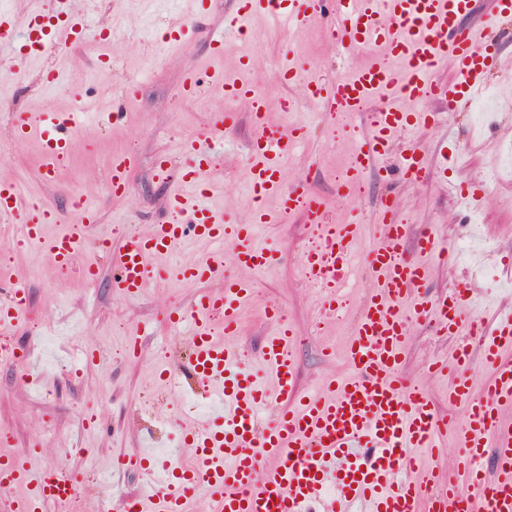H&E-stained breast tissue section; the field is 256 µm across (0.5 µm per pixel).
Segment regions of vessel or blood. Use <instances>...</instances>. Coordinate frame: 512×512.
Segmentation results:
<instances>
[{
  "label": "vessel or blood",
  "instance_id": "obj_1",
  "mask_svg": "<svg viewBox=\"0 0 512 512\" xmlns=\"http://www.w3.org/2000/svg\"><path fill=\"white\" fill-rule=\"evenodd\" d=\"M316 4L317 0H242L237 14L210 32L211 49L221 52L226 35L240 31L244 20L257 13L298 32ZM469 10L470 0H336L332 37L345 49L367 46L374 52L369 64L333 85H307L308 96L325 103L329 112L367 114L370 133L353 154L337 192L356 184L374 158L385 156L395 135L408 126L427 124L428 113L409 110L408 102L436 96L451 104L471 103L483 97L497 58L482 29L462 26ZM61 29L70 37L84 38L89 21L63 10L28 27L26 36L42 53L54 48V34ZM195 32L192 20L182 19L168 31L166 44L182 47ZM449 63L455 68L454 79L433 82L432 74ZM210 82L222 95L251 103L255 134L247 156L256 198L252 222L228 224L207 203L202 188L213 163L209 144L234 121L233 114L219 112L205 145L186 151L165 221L123 242L112 280L123 296H137L144 288L153 274L150 257L172 251L189 237L220 248L231 236L239 265L263 270L277 264L281 254L276 247L251 243L255 227L271 220L263 198L277 199L279 216L300 212L308 223L318 221L321 200L305 184L289 187L282 181L280 162L295 150L299 136L270 120L255 85L225 81L219 70L212 72ZM88 117L80 106L63 111L46 105L20 115L14 136L20 141L39 137L42 176L51 180L72 135ZM129 170L127 156L111 159L108 188L113 195L127 190ZM395 210L393 199L383 200L382 241L366 257L358 255L353 224L326 225L331 249L305 255L302 271L322 312L339 307L337 271L360 263L373 282L348 350L350 375L314 392L296 391V336L279 306L270 308L277 328L261 347L274 388L259 385L251 366L224 344L223 335L237 332L241 309L254 285L226 273L223 254L178 268V276L187 281L218 284L199 294L176 318L188 329L196 387L212 408L182 429V442L191 450L190 464L163 461L145 495L124 499V512H144L148 503L153 512H188L200 497L213 503L215 512H307L322 498L327 512H350L357 501L366 504L367 512H512V424L504 420L512 408V311L500 316L492 332L475 334L468 330L474 312L468 286L430 300L418 297L425 259L447 260L448 250L424 232L417 238L420 260H407L406 230L395 220ZM0 213L22 217L21 236L30 242L41 239L44 224H67V231L48 246L53 263L61 269L72 267L96 222L89 209L61 214L48 206L34 207L17 182L2 179ZM427 316L448 335L464 337L450 362L433 361L427 367L431 373H456L448 397L468 412L460 435L464 454L444 476L423 464L416 451L438 447L446 421L421 385L401 368L407 324ZM218 320L224 324L220 336L214 327ZM475 349L491 370V379L478 396L467 376ZM77 491V482L65 469H33L16 455L0 459V512H49L75 498Z\"/></svg>",
  "mask_w": 512,
  "mask_h": 512
}]
</instances>
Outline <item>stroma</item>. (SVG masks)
<instances>
[{
	"mask_svg": "<svg viewBox=\"0 0 512 512\" xmlns=\"http://www.w3.org/2000/svg\"><path fill=\"white\" fill-rule=\"evenodd\" d=\"M237 6L238 0H206L200 13L194 0H97L95 24L112 30V40L69 42L45 56L31 57L23 39L27 22L56 9L57 0H8L17 36L0 54V145L11 148L8 158H0V179L19 181L63 213L68 212L72 196L84 195L93 204L97 223L90 242L78 253L76 269L69 272L58 270L48 251L49 241L63 232V225H45L43 240L37 244L20 245L14 235L0 236V274L25 281L29 293L26 316L8 341L30 352L29 358L20 360V367L32 364L45 374L44 387H20L11 370L0 367V432L6 434L0 439V455L31 451L43 462L82 473L79 512H121L122 497L143 490L145 481L137 470L115 483L104 481L116 457L133 455L141 442L152 441L158 459L173 456L180 464L188 462L189 454L178 437L182 425L190 421L182 399L192 395L194 381L185 373L174 384L162 378L171 360H186L188 336L172 331L168 317L187 307L202 290L201 285L177 278L176 269L206 259L214 248L187 241L153 258V266L166 269L167 277L148 281L132 298L113 288L112 277L124 239L149 232L165 216L176 183L159 179L157 159L167 157L172 168H179L185 141L206 130L213 113H233L236 121L222 142L212 146L216 162L207 175L214 185L208 203L233 223L251 220L249 108L243 101L220 95L208 79L213 69H223L229 82L256 81L271 119L286 129L302 131L301 147L281 162L282 178L288 185L304 182L320 196L328 223H357L361 250L379 241L381 201L394 196L396 217L406 225L409 238L427 228L457 254L456 261L429 265L424 281L427 296H440L464 283L512 308V182L483 195L481 223L476 227L466 224L465 207L448 189L452 183L470 189L477 180L494 175L502 162L503 144L512 140V114L496 113L487 126L479 123L470 105L429 98L418 108L433 114L431 124L399 133L389 154L375 161L345 194H337V177L367 134V119L362 114L330 119L322 107L307 100L305 85L310 80L332 83L347 77L369 61L370 51L346 50L330 37L334 5L324 0L320 11L295 34L274 27L268 16L252 15L245 35L230 38L221 55H212L210 30ZM193 16L198 19V32L185 46L171 51L147 45L145 33L167 30L175 21ZM103 55L112 61L109 68L99 64ZM245 56L251 59L247 71L239 67ZM189 63L198 68L200 89L194 98L179 100L175 93ZM50 66L61 72L52 91L43 77ZM289 67L297 73L291 82L280 75ZM288 98L297 101L296 111H284L282 103ZM78 102L91 112L92 120L61 162L57 181H44L39 143L14 140L12 117L48 104L67 110ZM412 146L424 165L420 179L407 182L400 176V166ZM117 153L131 160L129 188L119 198L104 192L108 164ZM446 159L454 163L448 173L441 167ZM478 228L496 245L479 265L472 254L458 252L461 240L473 238ZM309 238L310 227L300 213L264 225L253 245H276L282 258L263 271L236 265L234 243L224 244L225 270L255 284L239 332L227 338V345L245 360L259 362L262 342L274 330L265 312L270 305L281 306L300 337L296 383L301 390L346 374V352L369 289L365 275H357L343 290L342 311L320 314L301 268ZM85 267L96 271V280L82 275ZM459 342V337L412 320L401 355L404 371L421 384L437 412L448 420L441 449L419 451L423 463L442 475L459 452L465 409L448 400L454 376L428 377L425 366L451 359ZM83 414L90 420L84 430L78 425ZM86 448L92 449V456H83Z\"/></svg>",
	"mask_w": 512,
	"mask_h": 512,
	"instance_id": "1",
	"label": "stroma"
}]
</instances>
